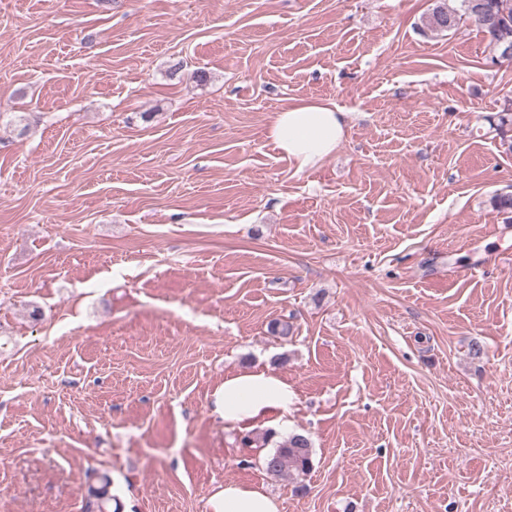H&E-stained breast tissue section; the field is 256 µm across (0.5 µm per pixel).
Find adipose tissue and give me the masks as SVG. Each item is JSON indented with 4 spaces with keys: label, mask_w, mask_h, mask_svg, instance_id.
Returning <instances> with one entry per match:
<instances>
[{
    "label": "adipose tissue",
    "mask_w": 512,
    "mask_h": 512,
    "mask_svg": "<svg viewBox=\"0 0 512 512\" xmlns=\"http://www.w3.org/2000/svg\"><path fill=\"white\" fill-rule=\"evenodd\" d=\"M347 114L330 99L301 100L274 112L266 135L296 171L313 168L342 142ZM295 394L279 374L255 366L225 376L213 393L214 411L225 424L247 430L256 424L287 425ZM211 512H279L263 490L229 483L209 499Z\"/></svg>",
    "instance_id": "adipose-tissue-1"
}]
</instances>
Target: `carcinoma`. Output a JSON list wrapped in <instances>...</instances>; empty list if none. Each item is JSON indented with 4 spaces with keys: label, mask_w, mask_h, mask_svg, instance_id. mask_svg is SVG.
Masks as SVG:
<instances>
[{
    "label": "carcinoma",
    "mask_w": 512,
    "mask_h": 512,
    "mask_svg": "<svg viewBox=\"0 0 512 512\" xmlns=\"http://www.w3.org/2000/svg\"><path fill=\"white\" fill-rule=\"evenodd\" d=\"M450 8L446 0L436 4L424 19V27L436 32H450L468 21L472 22L486 40V51L492 63H498L502 49L512 47V0H456ZM263 469L272 477L304 475L312 467V448L309 439L293 434L263 458ZM110 479L100 478V486L92 491L93 499L86 512H106L112 501Z\"/></svg>",
    "instance_id": "carcinoma-1"
}]
</instances>
